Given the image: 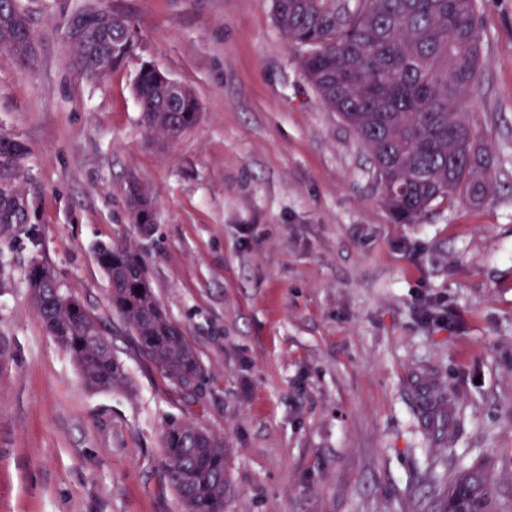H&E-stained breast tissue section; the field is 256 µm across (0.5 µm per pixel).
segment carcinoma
<instances>
[{
    "label": "carcinoma",
    "instance_id": "carcinoma-1",
    "mask_svg": "<svg viewBox=\"0 0 512 512\" xmlns=\"http://www.w3.org/2000/svg\"><path fill=\"white\" fill-rule=\"evenodd\" d=\"M278 29L305 50L302 69L320 98L338 112L371 152L382 201L399 224H415L437 201L481 203L494 157L458 103L477 91L485 37L477 0H273ZM0 0V49L22 65L34 56L29 22ZM86 38L74 44L81 68L111 73L133 49L130 24L109 10L78 12ZM146 133L176 141L199 121L193 92L169 97L165 75L149 65L134 84ZM131 223L144 231L157 209L147 189L127 198ZM19 209L0 197V223ZM96 261L108 280L112 311L142 355L170 385L190 394L205 368L185 331L167 315L132 246L101 243ZM28 286L57 345L76 364L85 386L107 392L127 381L101 318L71 291L56 288L52 270L38 265ZM142 291L137 293L135 288ZM164 475L184 512H224V439L184 418L161 430ZM441 512H505L482 466L463 469L448 485Z\"/></svg>",
    "mask_w": 512,
    "mask_h": 512
}]
</instances>
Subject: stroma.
Segmentation results:
<instances>
[{
	"instance_id": "35a3bbf8",
	"label": "stroma",
	"mask_w": 512,
	"mask_h": 512,
	"mask_svg": "<svg viewBox=\"0 0 512 512\" xmlns=\"http://www.w3.org/2000/svg\"><path fill=\"white\" fill-rule=\"evenodd\" d=\"M26 66L0 50V512H182L163 473L172 416L221 435L227 512H438L485 466L512 502V0H479L495 158L486 200L394 223L373 159L310 86L273 0H18ZM107 9L134 47L105 77L73 64L69 19ZM192 89L199 124L145 135L135 77ZM137 177L158 206L131 224ZM139 249L206 370L184 396L113 313L98 243ZM102 319L128 383L90 391L37 315L34 264ZM432 301L442 320L426 324Z\"/></svg>"
}]
</instances>
